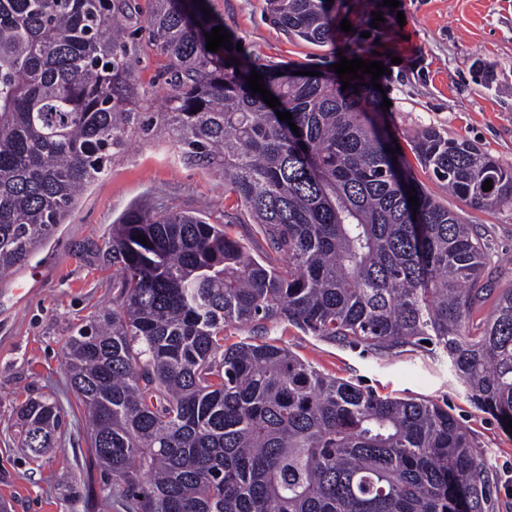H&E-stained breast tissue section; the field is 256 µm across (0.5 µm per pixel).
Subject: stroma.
<instances>
[{
	"instance_id": "stroma-1",
	"label": "stroma",
	"mask_w": 512,
	"mask_h": 512,
	"mask_svg": "<svg viewBox=\"0 0 512 512\" xmlns=\"http://www.w3.org/2000/svg\"><path fill=\"white\" fill-rule=\"evenodd\" d=\"M338 0L337 19L351 32L332 43L312 44L289 37L266 20L267 0H208L212 16L259 65L288 64L302 71H326L338 63L344 44L362 43L366 60L382 58L388 72L379 82L389 100L378 120L409 163L413 175L481 236L489 253L486 278L494 293L512 288V203L485 211L449 194L444 183L421 166L410 150L419 130L466 139L512 166V0ZM142 29L129 63L144 94V109L157 112L169 92L162 78L167 56L144 24L150 0H130ZM382 12L383 24L372 27ZM173 207L209 213L225 232L262 255L266 244L249 213L224 182L183 162L167 133L135 134L110 174L89 186L75 209L44 241L30 263L0 278V501L10 512H92L63 498L55 476L67 473L78 484L99 489L100 471L91 466L88 437L74 409L76 399L60 362L61 347L75 327L112 305V264L104 242L115 219L131 205ZM287 347L321 373L371 388L381 396L433 400L468 429L486 451L492 471L494 512H512V429L477 409L463 386L424 349L407 346L379 355L304 332L287 322L258 330L225 328L226 343L254 336ZM50 396L69 412L59 448L40 458L20 448L11 429L28 398Z\"/></svg>"
}]
</instances>
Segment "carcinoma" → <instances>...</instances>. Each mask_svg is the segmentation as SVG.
Returning <instances> with one entry per match:
<instances>
[{"label": "carcinoma", "mask_w": 512, "mask_h": 512, "mask_svg": "<svg viewBox=\"0 0 512 512\" xmlns=\"http://www.w3.org/2000/svg\"><path fill=\"white\" fill-rule=\"evenodd\" d=\"M150 2L146 26L168 56L162 112L137 111L123 4L0 0V275L157 124L181 159L224 179L267 245L259 262L224 225L171 209L131 208L112 225V308L61 349L108 476L100 498L126 512H492L486 459L448 407L382 397L268 341L224 344L230 324L279 321L382 354L428 341L505 424L512 289L470 332L491 295L481 238L390 152L370 83L344 90L331 71L211 52L221 22L206 4ZM269 4L288 35L335 40L327 0ZM254 72L277 108L248 88ZM411 150L472 207L512 203V167L476 145L423 129ZM67 425L50 397L28 399L14 423L36 458Z\"/></svg>", "instance_id": "cac0c4a2"}]
</instances>
